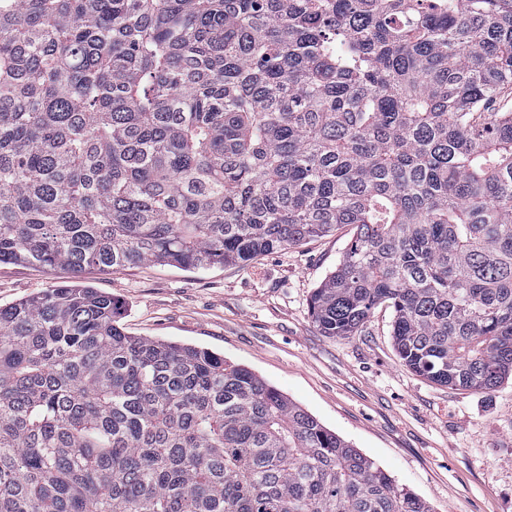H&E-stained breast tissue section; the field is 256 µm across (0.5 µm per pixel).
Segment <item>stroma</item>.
<instances>
[{
	"label": "stroma",
	"instance_id": "1",
	"mask_svg": "<svg viewBox=\"0 0 512 512\" xmlns=\"http://www.w3.org/2000/svg\"><path fill=\"white\" fill-rule=\"evenodd\" d=\"M349 240L340 230L208 270L151 263L77 276L0 263V305L64 284L97 288L120 303L128 333L206 347L252 369L435 512H512V378L484 394L416 375L397 356L383 305L345 338L312 324L309 297Z\"/></svg>",
	"mask_w": 512,
	"mask_h": 512
}]
</instances>
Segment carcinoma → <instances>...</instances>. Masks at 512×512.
I'll list each match as a JSON object with an SVG mask.
<instances>
[{
  "mask_svg": "<svg viewBox=\"0 0 512 512\" xmlns=\"http://www.w3.org/2000/svg\"><path fill=\"white\" fill-rule=\"evenodd\" d=\"M512 0H0V263L195 270L351 227L309 315L512 377ZM0 512H434L111 295L0 306Z\"/></svg>",
  "mask_w": 512,
  "mask_h": 512,
  "instance_id": "cac0c4a2",
  "label": "carcinoma"
}]
</instances>
